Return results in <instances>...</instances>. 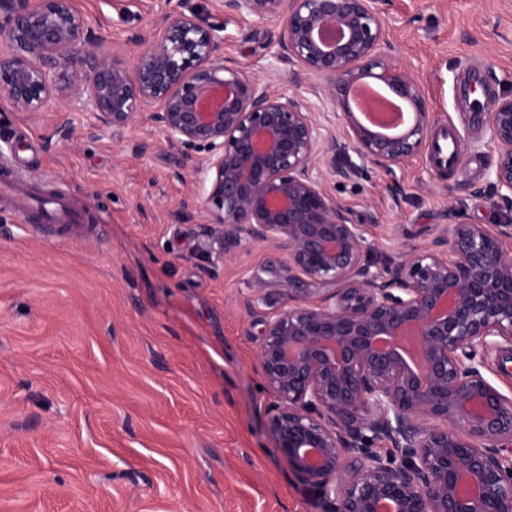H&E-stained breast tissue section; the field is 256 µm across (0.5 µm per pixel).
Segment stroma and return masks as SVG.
Here are the masks:
<instances>
[{
    "instance_id": "obj_1",
    "label": "stroma",
    "mask_w": 512,
    "mask_h": 512,
    "mask_svg": "<svg viewBox=\"0 0 512 512\" xmlns=\"http://www.w3.org/2000/svg\"><path fill=\"white\" fill-rule=\"evenodd\" d=\"M75 5L123 57L166 9L212 10L210 0ZM381 8L434 132L467 150L446 181L427 152L395 182L371 163L345 178L357 156L337 130L327 180L367 226L377 266L432 245L452 210L470 224L512 222L486 198L490 155L465 96L472 78L492 96L512 93V0ZM279 32L274 18H225L224 56L265 75ZM0 166L94 216L87 233L57 238L0 207V512H321L267 433L254 368L263 322L288 298L284 254L210 238L181 149L146 120L92 136L83 111L60 103L31 117L0 92Z\"/></svg>"
}]
</instances>
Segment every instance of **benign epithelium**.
Wrapping results in <instances>:
<instances>
[{"mask_svg":"<svg viewBox=\"0 0 512 512\" xmlns=\"http://www.w3.org/2000/svg\"><path fill=\"white\" fill-rule=\"evenodd\" d=\"M381 0H216L274 17L264 76L224 58V24L173 9L131 60L92 35L73 0H0V91L36 114L77 102L94 128L143 115L185 150L208 235L285 251L296 288L263 322L255 369L275 447L334 512H512V396L484 376L512 353V225L448 223L391 266L365 260L367 228L326 186L342 118L358 158L396 170L426 151L432 112L411 67L386 51ZM306 87L320 106L277 89ZM384 85L411 118L397 133L357 115L354 89ZM490 205L512 210V95L486 113ZM203 150V157L193 156ZM322 300L316 301L314 297ZM414 337V351L403 344Z\"/></svg>","mask_w":512,"mask_h":512,"instance_id":"obj_1","label":"benign epithelium"}]
</instances>
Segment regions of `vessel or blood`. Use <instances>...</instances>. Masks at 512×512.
I'll list each match as a JSON object with an SVG mask.
<instances>
[{"label":"vessel or blood","instance_id":"obj_1","mask_svg":"<svg viewBox=\"0 0 512 512\" xmlns=\"http://www.w3.org/2000/svg\"><path fill=\"white\" fill-rule=\"evenodd\" d=\"M0 200L19 211L35 212L42 224L57 227L63 236L74 234L90 224L89 206L74 204L51 192L34 197L14 172L8 170L0 173Z\"/></svg>","mask_w":512,"mask_h":512}]
</instances>
